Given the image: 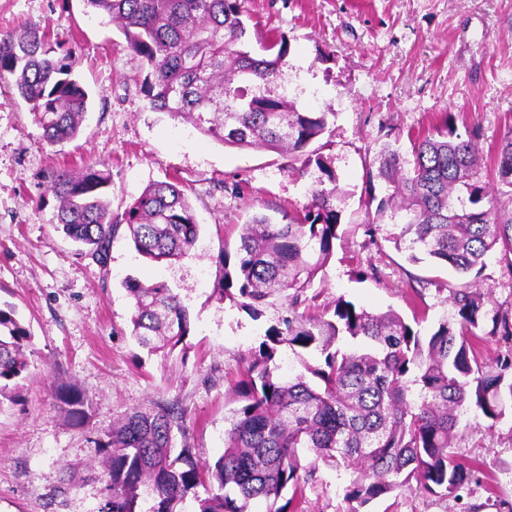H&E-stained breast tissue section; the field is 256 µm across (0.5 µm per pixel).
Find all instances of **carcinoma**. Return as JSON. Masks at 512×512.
<instances>
[{
  "mask_svg": "<svg viewBox=\"0 0 512 512\" xmlns=\"http://www.w3.org/2000/svg\"><path fill=\"white\" fill-rule=\"evenodd\" d=\"M83 2L122 31L127 47L141 57L152 110L187 119L224 145L278 152L288 157L287 173L314 164L333 184L313 188L285 224L252 215L235 254H220L219 300L258 318L264 306L274 305L271 298H288L284 314L249 355L237 385L242 405L224 431V453L201 467L196 449L173 448L172 429L182 412L159 402L134 409L113 425L103 445L109 484L101 512H140L144 492L154 499L149 512H179L189 497L199 512H249L259 498L271 502L268 512H287L321 463L353 469L346 498L361 506L405 487L428 497L465 489L474 470L452 451L453 439L470 426L464 421L470 411L494 421L512 404V351L489 369L478 360L474 329L486 293L475 280L449 290L456 317L440 320L427 336L393 310L374 313L341 297L331 313L310 312L308 290L339 239L336 173L311 145L336 113L301 112L278 92L286 37H269L260 55L246 50L240 0ZM75 64L72 53L55 54L38 26L0 36V78H13L51 144L77 138L88 109ZM410 143L409 158L397 143H384L376 169L367 171L366 208L375 200L374 181L391 190L375 211L391 210L395 231L385 240L408 252L410 262L427 259L461 278L480 276L491 252L512 268V208L500 201L503 195L512 204V130L491 167L480 162L473 138H462L450 125ZM110 185V174L91 164L50 176L57 224L82 254L107 267L112 242L123 232L153 262L188 253L199 224L178 184H149L120 215L110 210ZM122 287L132 304L131 335L141 347L164 355L186 350L190 316L167 284L128 277ZM490 333L512 337V312L496 313ZM30 342L16 309L0 307L1 398L12 397L17 381L30 374ZM283 349L299 358L304 372H281ZM311 352L319 354L312 364L305 357ZM59 399L68 420L81 424L85 395L69 388ZM301 448L309 456H300ZM289 487L292 496L277 505Z\"/></svg>",
  "mask_w": 512,
  "mask_h": 512,
  "instance_id": "1",
  "label": "carcinoma"
}]
</instances>
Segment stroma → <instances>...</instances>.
I'll return each instance as SVG.
<instances>
[{"mask_svg": "<svg viewBox=\"0 0 512 512\" xmlns=\"http://www.w3.org/2000/svg\"><path fill=\"white\" fill-rule=\"evenodd\" d=\"M250 51L285 35L283 73L300 109L327 112L321 140L342 191L339 240L312 292L316 309L338 298L404 318L424 312L422 334L452 317L450 289L461 281L428 262H409L382 235L368 232L366 170L388 138L452 123L473 135L483 155L512 129V0H243ZM40 23L61 51L72 52L89 92L78 137L48 144L12 78L0 79V304L15 306L32 335L31 375L0 401V512H101L108 475L103 446L112 422L153 402L178 404L201 463L224 452L227 419L240 405L236 384L244 356L258 348L287 301L277 297L260 318L214 290L221 250L235 251L244 224L268 211L295 213L322 178L283 170L275 152L238 149L189 123L151 109L147 74L124 35L83 0H0V34ZM109 169L108 198L120 214L157 181L180 183L200 232L183 259L156 263L128 236L113 244L108 274L55 224L58 203L49 173L85 164ZM240 186V197L230 190ZM165 282L191 318L187 354L151 355L131 335L127 277ZM478 282L485 311L512 310V269L490 256ZM72 385L87 397L83 424L57 399ZM455 443L475 466L461 495L425 498L399 490L362 512H512V410L482 416ZM351 471L319 466L303 486L301 512H349Z\"/></svg>", "mask_w": 512, "mask_h": 512, "instance_id": "35a3bbf8", "label": "stroma"}]
</instances>
